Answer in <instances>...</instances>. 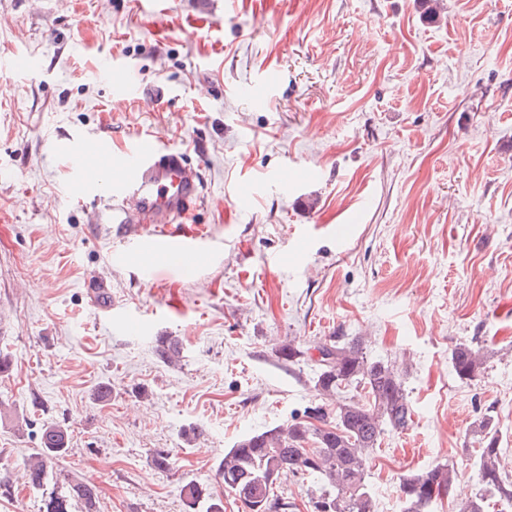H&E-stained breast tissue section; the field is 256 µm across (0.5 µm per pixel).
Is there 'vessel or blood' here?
<instances>
[{"instance_id": "b4317fda", "label": "vessel or blood", "mask_w": 512, "mask_h": 512, "mask_svg": "<svg viewBox=\"0 0 512 512\" xmlns=\"http://www.w3.org/2000/svg\"><path fill=\"white\" fill-rule=\"evenodd\" d=\"M80 172L78 192L98 188L105 173H113L110 182L116 224L139 221L161 225L158 233L139 239L141 247L179 254L185 261L198 262L197 234L170 230V223L180 219L202 188V169L190 165L186 154L161 145L153 136L137 137L123 157H113L101 150L96 163H88L83 154H75Z\"/></svg>"}]
</instances>
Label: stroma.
Here are the masks:
<instances>
[{"mask_svg": "<svg viewBox=\"0 0 512 512\" xmlns=\"http://www.w3.org/2000/svg\"><path fill=\"white\" fill-rule=\"evenodd\" d=\"M143 132L203 165L179 225L207 230L196 264L137 249L107 188L75 192L71 150ZM358 336L414 411L369 455L377 512L439 463L475 491L487 415L512 474V0L432 20L423 0H0V512L74 481L98 512H187L189 481L244 512L225 451L323 403L309 352ZM476 342L486 369L460 381L451 352ZM51 423L70 451L35 489ZM155 353L165 364H175L182 357V344L175 336H162L157 340Z\"/></svg>", "mask_w": 512, "mask_h": 512, "instance_id": "obj_1", "label": "stroma"}]
</instances>
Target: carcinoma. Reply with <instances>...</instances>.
<instances>
[{
  "label": "carcinoma",
  "mask_w": 512,
  "mask_h": 512,
  "mask_svg": "<svg viewBox=\"0 0 512 512\" xmlns=\"http://www.w3.org/2000/svg\"><path fill=\"white\" fill-rule=\"evenodd\" d=\"M320 359L316 387L326 402L305 409L303 418L249 435L224 452L219 475L226 496L240 501L247 512H295L281 486L292 477L310 486L307 503L312 512H375V502L366 483L364 452L379 445L388 429L404 430L412 423V407L400 374L382 360L364 351L361 338L347 342L329 340L317 345ZM159 360L172 365L182 355L175 336L157 339ZM457 378L475 379L484 369L486 356L478 345L460 344L452 352ZM350 388L364 391V400L343 397ZM479 472L481 486L465 498L456 499V512H486L493 496L512 502V477L500 465L498 432L491 417L479 424ZM68 452L66 433L50 424L43 428L39 451L26 463L27 483L37 488L46 478L47 460ZM453 468L444 463L402 479L401 512H427L432 500L452 493ZM180 495L193 510L203 498V489L187 482ZM97 512L96 493L87 483L75 482L64 494L50 493L42 499L41 512Z\"/></svg>",
  "instance_id": "1"
}]
</instances>
